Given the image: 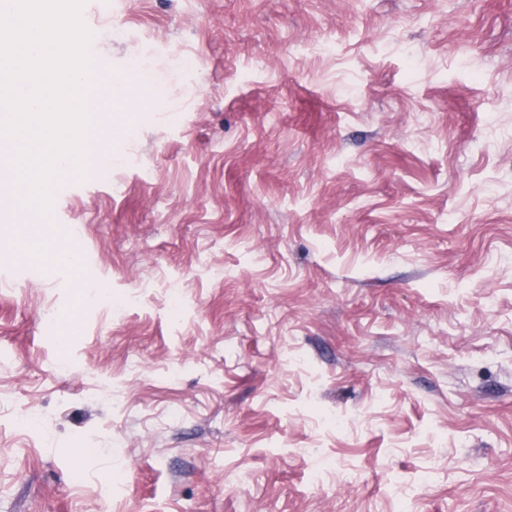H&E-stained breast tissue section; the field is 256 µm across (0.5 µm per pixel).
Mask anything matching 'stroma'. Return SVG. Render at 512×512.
I'll use <instances>...</instances> for the list:
<instances>
[{
  "label": "stroma",
  "instance_id": "35a3bbf8",
  "mask_svg": "<svg viewBox=\"0 0 512 512\" xmlns=\"http://www.w3.org/2000/svg\"><path fill=\"white\" fill-rule=\"evenodd\" d=\"M82 16L167 93L55 191L90 288L0 237V512H512V0Z\"/></svg>",
  "mask_w": 512,
  "mask_h": 512
}]
</instances>
